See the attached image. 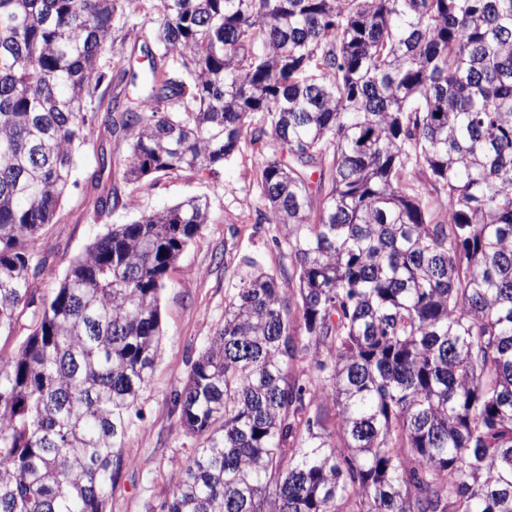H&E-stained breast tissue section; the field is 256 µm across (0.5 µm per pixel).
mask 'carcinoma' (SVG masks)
<instances>
[{
	"mask_svg": "<svg viewBox=\"0 0 512 512\" xmlns=\"http://www.w3.org/2000/svg\"><path fill=\"white\" fill-rule=\"evenodd\" d=\"M133 2L0 0V338L30 317L0 351V512H105L207 222L193 196L114 224L33 287L97 122L124 182L249 141L291 259L246 262L174 394L201 443L160 512H512V0H154L163 64L91 112Z\"/></svg>",
	"mask_w": 512,
	"mask_h": 512,
	"instance_id": "carcinoma-1",
	"label": "carcinoma"
}]
</instances>
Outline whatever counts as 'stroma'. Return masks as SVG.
Here are the masks:
<instances>
[{"label": "stroma", "instance_id": "obj_1", "mask_svg": "<svg viewBox=\"0 0 512 512\" xmlns=\"http://www.w3.org/2000/svg\"><path fill=\"white\" fill-rule=\"evenodd\" d=\"M156 18L150 9L137 11L135 33L114 34L101 59L103 71H110L119 55L138 58L139 69H147L140 47L153 43ZM102 149L119 161L128 154L126 142L107 141L96 127L77 148L73 184L39 240L54 269L53 276L39 281L41 291L57 287L70 262L108 225L130 223L192 195L207 196L210 203L207 223L170 269L161 293L160 346L151 382L139 403L143 417L125 441L126 464L107 505V512H159L178 477L177 463L199 446L198 439L181 426L175 390L185 383L192 363L223 323L224 301L233 293L246 261L276 273L289 259L273 242L274 225L255 221L258 195L253 180L259 159L249 148H241L216 176L180 173L125 185L122 207L99 218L95 207L100 191L92 187L91 176Z\"/></svg>", "mask_w": 512, "mask_h": 512}]
</instances>
